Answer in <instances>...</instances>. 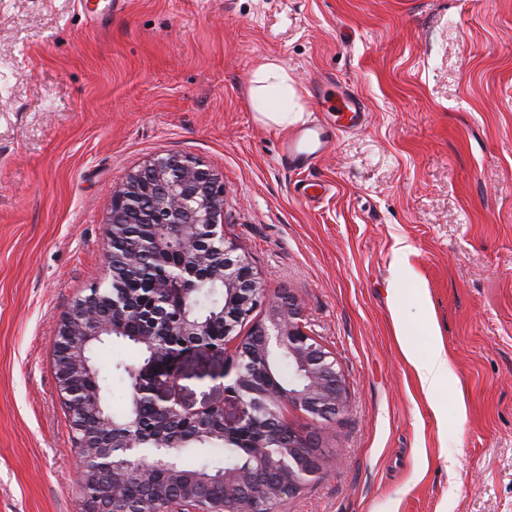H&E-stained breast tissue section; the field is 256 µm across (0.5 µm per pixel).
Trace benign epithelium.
I'll list each match as a JSON object with an SVG mask.
<instances>
[{"label": "benign epithelium", "mask_w": 512, "mask_h": 512, "mask_svg": "<svg viewBox=\"0 0 512 512\" xmlns=\"http://www.w3.org/2000/svg\"><path fill=\"white\" fill-rule=\"evenodd\" d=\"M148 174L153 180L146 179ZM135 211L142 213L141 223L151 225L147 249L178 252L189 259L167 273L156 291L162 294L168 287L181 289L183 301L176 320L182 334L192 337L175 348L160 349L151 368L132 372L135 402L147 401L172 419H203L220 413L224 415L228 435L240 429L256 433L257 442L245 465L224 470L226 495L243 502L274 497L287 503L326 462L321 446L324 425L347 411V392L335 359L307 331L294 296H267L259 272L224 237V182L214 171L190 156L170 154L129 174L113 190L105 231V280L115 288L119 284L114 282L112 274V248L123 245L125 234L121 228L134 223ZM213 255L221 258L211 278L219 281L224 289V336H229L258 306L265 307L264 317L253 322L250 336L237 346L235 358L223 362L216 373V377L224 380V400L235 408L231 418L226 417L225 407L220 404L188 409L176 393V381L186 355L207 353L224 357V341L199 342L207 335V323L192 309L201 291L197 282L198 264L204 257ZM100 303L110 306L115 314L121 312L123 299L112 291L104 296L100 284L93 285L92 294L79 299L63 317L54 343H59L62 336L69 343L68 359L57 365V382L70 403L73 427L83 435L78 449L81 492L94 506L93 512H110L123 481V476L114 469L112 421L101 416L94 429L86 430L83 419L87 404L67 389L71 368L88 366L87 343L122 331L118 319L100 313ZM257 346L261 347L264 358L273 354L288 359V389L260 391L245 384L241 367L253 356ZM286 405L307 412L313 430L302 434L290 428L285 442L279 430L284 426L281 410ZM120 448L144 473L153 469L158 458L174 453V449L161 443L144 445L131 429L122 438ZM191 499V495L179 496L154 501L152 505L155 512H183Z\"/></svg>", "instance_id": "benign-epithelium-1"}]
</instances>
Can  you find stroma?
Masks as SVG:
<instances>
[{
    "instance_id": "1",
    "label": "stroma",
    "mask_w": 512,
    "mask_h": 512,
    "mask_svg": "<svg viewBox=\"0 0 512 512\" xmlns=\"http://www.w3.org/2000/svg\"><path fill=\"white\" fill-rule=\"evenodd\" d=\"M272 60L305 121L340 86L368 112L303 172L250 97ZM169 153L222 177L225 238L348 391L284 512H512V0H0V512H87L53 339L114 187ZM399 323L447 352L435 394ZM219 366L185 360L186 406L223 402Z\"/></svg>"
}]
</instances>
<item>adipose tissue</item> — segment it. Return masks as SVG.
Returning <instances> with one entry per match:
<instances>
[{
    "label": "adipose tissue",
    "mask_w": 512,
    "mask_h": 512,
    "mask_svg": "<svg viewBox=\"0 0 512 512\" xmlns=\"http://www.w3.org/2000/svg\"><path fill=\"white\" fill-rule=\"evenodd\" d=\"M250 93L264 124L285 129L302 121L301 110L290 100L288 73L278 62L269 61L259 67L253 76Z\"/></svg>",
    "instance_id": "obj_1"
}]
</instances>
